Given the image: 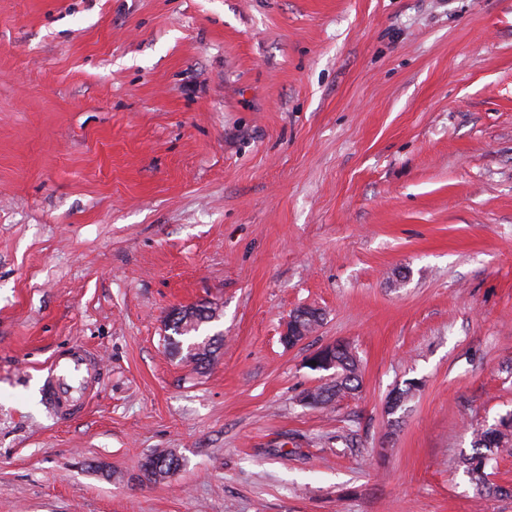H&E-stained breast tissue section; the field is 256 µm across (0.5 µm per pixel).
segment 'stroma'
<instances>
[{"label": "stroma", "mask_w": 512, "mask_h": 512, "mask_svg": "<svg viewBox=\"0 0 512 512\" xmlns=\"http://www.w3.org/2000/svg\"><path fill=\"white\" fill-rule=\"evenodd\" d=\"M337 341L361 388L309 406ZM509 414L512 0H0V512H512V456L459 464ZM197 311H198V322L196 325H189L188 323L182 324V319L178 317H173L170 314L167 315V325L170 328L169 330L172 331L173 335H176L178 337H185L187 339H191L193 336L191 335L192 332L197 333L204 324H207L210 322V320L215 319L217 316L216 308L213 309V315L209 312V307L204 304H198L195 305ZM43 398L58 420L68 421L88 409L101 372L97 355L75 344L66 356L58 355L46 368ZM511 448V432L508 434L498 427L476 430L472 453L463 455L460 461L476 492L483 494L490 490L486 469L501 452Z\"/></svg>", "instance_id": "35a3bbf8"}]
</instances>
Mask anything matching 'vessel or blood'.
<instances>
[{
	"label": "vessel or blood",
	"instance_id": "vessel-or-blood-1",
	"mask_svg": "<svg viewBox=\"0 0 512 512\" xmlns=\"http://www.w3.org/2000/svg\"><path fill=\"white\" fill-rule=\"evenodd\" d=\"M101 372L97 355L82 345H73L67 355L49 364L43 383L47 408L60 420L68 421L88 409Z\"/></svg>",
	"mask_w": 512,
	"mask_h": 512
}]
</instances>
